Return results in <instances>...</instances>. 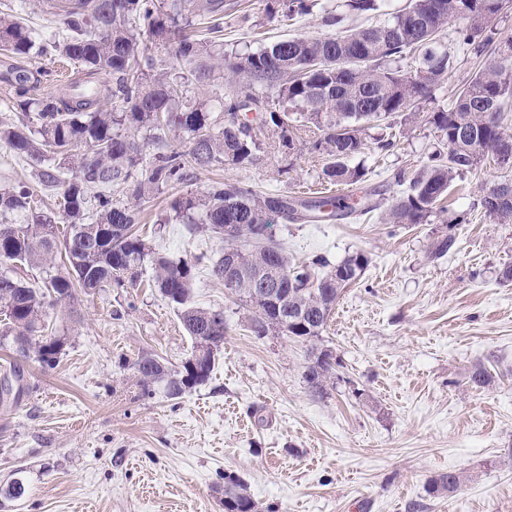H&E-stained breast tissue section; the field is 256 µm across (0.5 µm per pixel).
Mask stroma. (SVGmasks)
<instances>
[{
	"instance_id": "35a3bbf8",
	"label": "stroma",
	"mask_w": 512,
	"mask_h": 512,
	"mask_svg": "<svg viewBox=\"0 0 512 512\" xmlns=\"http://www.w3.org/2000/svg\"><path fill=\"white\" fill-rule=\"evenodd\" d=\"M224 46L328 34L316 0L296 25L268 19L262 0H233ZM437 134L425 118L404 125L387 153L368 150V186L399 193L392 177L413 173ZM323 162L304 155L288 176L259 161L246 169L203 173L251 180L260 191L300 195L320 186ZM482 162L457 179L447 210L423 224H387L380 212L332 224H274L290 257L339 262L365 253L369 264L341 294L320 347L338 362L324 394L304 379L307 347L288 336H256L249 310L206 267L193 295L223 310L224 345L209 380L180 397L156 388L141 395L131 364L141 354L180 368L193 341L144 270L137 288L76 293L47 309L49 334L66 342L54 367L0 345V379L19 391L0 408V490L22 479L26 493H0V512H224V478L246 485L257 512H512V224H494L477 205L480 183L498 179ZM167 195L147 203L141 232L156 251L218 257L223 239L189 225H158ZM463 214L467 223L450 218ZM457 248L430 255L438 236ZM484 364L489 386L469 374ZM468 476L452 495H432L439 474Z\"/></svg>"
}]
</instances>
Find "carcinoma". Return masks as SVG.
<instances>
[{
	"label": "carcinoma",
	"instance_id": "1",
	"mask_svg": "<svg viewBox=\"0 0 512 512\" xmlns=\"http://www.w3.org/2000/svg\"><path fill=\"white\" fill-rule=\"evenodd\" d=\"M512 0H409L376 26L347 29L322 37H291L254 51L224 49L225 0H43L56 27L36 30L17 13L0 12V50L11 58L49 52L81 65L84 81L50 82L49 74L14 64L0 72L18 121L0 123V147L42 166L37 177L51 192L56 208L34 210L31 184L0 186V265L54 268L56 256L65 271L49 274L44 287L0 273V315L16 353L43 367L55 365L60 337L35 339L44 330L46 308L114 284L136 286L149 265L153 283L176 310L194 340L191 356L178 370L151 354L132 363L142 395L158 382L168 395L210 378L224 344V312L192 302L194 263L155 251L137 229L141 205L162 191L190 182L214 168H247L272 156L286 174L303 152L325 160L322 179L333 185L366 180V132L393 128L419 105L428 106V123L440 133L441 148L428 154L416 174L383 212L387 224H423L440 209L448 189L492 155L501 170L512 171V36L496 20ZM314 0H265L268 18L300 20L311 14ZM382 0H343L344 12L368 16ZM457 21L453 41L472 50L479 61L451 104L436 91L456 67L443 39ZM163 47L157 55L153 48ZM54 91L36 95L40 79ZM229 90H224V83ZM148 133L153 147L136 134ZM382 200L290 197L262 193L249 182H212L200 195L186 193L169 203L173 219L201 224L224 236V253L209 262L210 276L224 281L229 256L239 273L227 290L252 313L258 336H288L308 345L306 381L324 393L334 377L332 354L316 341L326 330L342 291L358 280L369 258L353 253L338 263L317 255L297 262L284 247L261 234L273 214L289 223H312L362 215ZM479 205L494 224H512V178L481 187ZM24 215L16 223L13 216ZM453 234L436 238L431 256L456 249ZM276 274V304L264 292ZM491 373L473 366L469 382L481 389ZM467 479L450 471L430 481L433 493L451 494ZM224 502L239 512H256L245 484L224 481Z\"/></svg>",
	"mask_w": 512,
	"mask_h": 512
}]
</instances>
